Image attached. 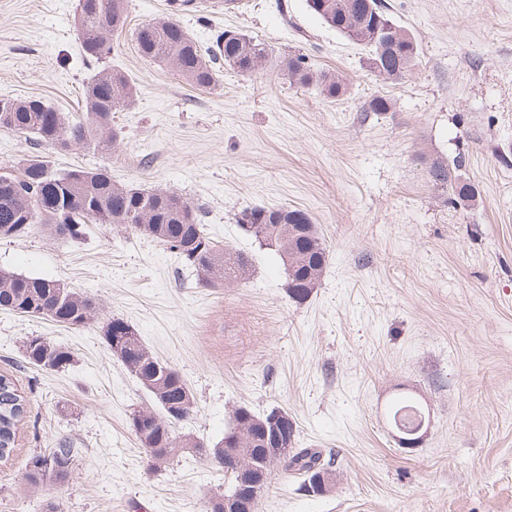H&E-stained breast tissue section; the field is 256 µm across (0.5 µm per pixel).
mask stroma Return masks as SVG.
Listing matches in <instances>:
<instances>
[{
    "label": "stroma",
    "mask_w": 512,
    "mask_h": 512,
    "mask_svg": "<svg viewBox=\"0 0 512 512\" xmlns=\"http://www.w3.org/2000/svg\"><path fill=\"white\" fill-rule=\"evenodd\" d=\"M419 45L413 72L374 76L368 53L325 25L305 0L205 5L127 0L128 28L110 60L137 88L112 115L109 151L63 150L0 128V167L41 155L61 169L103 170L142 189L177 191L219 244L246 252L250 279L202 286L180 259L127 226L89 224L79 238L36 226L0 239V270L56 280L133 324L179 371L196 407L176 427L207 444L234 408L282 409L300 447L333 452L336 485L299 491L273 472L256 512H512V0H382ZM78 0H0V99L39 97L75 114L95 68L81 55ZM171 17L208 47L234 29L273 56L302 53L348 83L327 98L275 67L223 70L195 88L144 59L131 34ZM382 96L385 112L368 108ZM462 157L469 207L432 185L426 159ZM247 206L308 211L329 250L318 288L289 299L282 262L235 221ZM68 346L70 368L26 365L21 344ZM0 373L27 413L0 462V512H205L224 472L199 457L149 470L129 426L146 391L112 355L99 326L74 330L0 311ZM400 398L429 425L403 447L388 420ZM72 438L70 479L28 493L25 464Z\"/></svg>",
    "instance_id": "stroma-1"
}]
</instances>
